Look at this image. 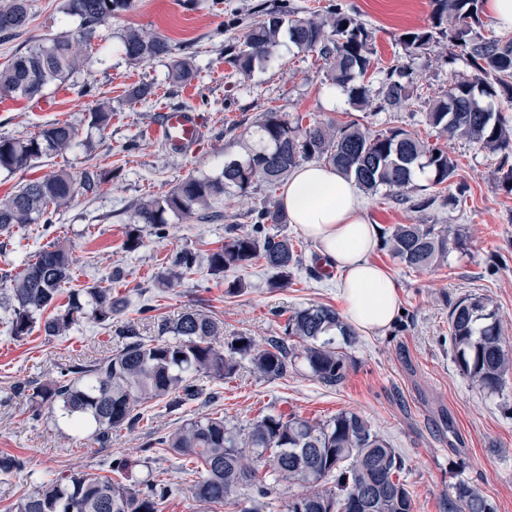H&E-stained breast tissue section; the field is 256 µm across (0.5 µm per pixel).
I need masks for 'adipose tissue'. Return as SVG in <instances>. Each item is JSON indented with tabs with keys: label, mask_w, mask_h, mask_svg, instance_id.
Returning <instances> with one entry per match:
<instances>
[{
	"label": "adipose tissue",
	"mask_w": 512,
	"mask_h": 512,
	"mask_svg": "<svg viewBox=\"0 0 512 512\" xmlns=\"http://www.w3.org/2000/svg\"><path fill=\"white\" fill-rule=\"evenodd\" d=\"M280 204L339 273L347 323L367 334L389 328L400 312V287L369 259L379 227L368 222L353 184L330 166L308 163L291 172Z\"/></svg>",
	"instance_id": "1"
}]
</instances>
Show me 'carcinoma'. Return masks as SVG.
Returning <instances> with one entry per match:
<instances>
[{"label":"carcinoma","mask_w":512,"mask_h":512,"mask_svg":"<svg viewBox=\"0 0 512 512\" xmlns=\"http://www.w3.org/2000/svg\"><path fill=\"white\" fill-rule=\"evenodd\" d=\"M431 24L412 31L403 40L407 55L429 50L444 39L459 50L474 74L455 82L444 96L432 100L426 122L449 137L465 138L490 152L512 146V127L491 101L512 100V38L485 37L484 0H430ZM133 7V0H64L65 14L79 19L78 34L57 32L23 52H16L0 69V93L16 99H33L53 84H64L87 62L77 46L90 44L97 28L113 15ZM29 20L28 0L0 4V34L10 37ZM372 32L341 4L327 14L297 18L289 10H271L250 26L243 43L233 47L236 70L248 76L264 68L284 46L316 52L329 64V80L363 110L371 104L372 90L363 78L373 67ZM122 53L133 64L147 63L172 54L169 43L156 35L129 29L121 37ZM196 69L187 58L172 60L171 79L187 84ZM417 91L409 67L388 68L377 95L391 107L414 98ZM112 110L98 105L89 126H109ZM270 110L245 135L252 139L241 160L224 163L216 176L191 174L169 193L135 205L137 222L161 226L173 215L183 220L208 222L220 217L217 207L224 195H249L264 186L273 192L293 169L305 162L328 165L367 194L384 189L388 196L425 211L437 200L414 183L416 171L429 172L431 185L448 182L456 164L448 151L430 146L404 127L371 133L352 121L343 126L314 122ZM76 137L68 123L46 125L29 137H0V171L26 169L32 163L65 151ZM98 175L77 179L60 170L31 179L11 195L0 198V232L16 226L51 224L53 216L68 206L76 185L94 189ZM250 229L231 237L211 253L207 271L220 276L264 260L273 270L271 287L288 286L301 264L293 239L268 232V224H285L287 218L276 202L268 201L244 213ZM382 243L409 269H423L448 259L450 242L462 241L459 229L433 224H396L381 231ZM69 248L57 242L35 253L23 271L0 289V308L9 312V334L29 335L38 319H44L45 335L66 336L83 320L105 329L124 310V302L112 289L99 285L72 290L67 303L57 304L72 277ZM197 272L196 255L178 253L171 263L166 286ZM448 328L453 360L459 371L480 391L497 393L512 374V342L503 334L496 313L476 295L450 305ZM129 342L102 358L77 363L44 383L30 382L17 389L33 404H59L62 415L77 431L91 430L101 444L112 441V430L133 426L144 418L146 404H165L170 411L198 399L202 389L196 377L204 374L222 381L235 371V355L249 357L256 373L279 378L295 360H302L323 384H342L348 372L346 348L355 343L353 329L336 310L310 306L287 319L286 335L259 347L250 336L224 340V329L211 314L189 309L158 324V338L144 340L132 325L123 328ZM151 444L196 465L192 485L196 501L222 506L234 499L239 488L258 486L259 496L241 512H263L265 497L286 484L299 492L288 499L287 512H412L413 499L401 481L405 462L400 453L355 411L314 422L295 415L265 414L250 426L247 447L240 446L237 430L224 418H192L180 427L151 440ZM142 460L117 457L103 464L105 474L69 470L32 479L29 489L9 507V512H158L159 502L175 495L172 486L156 480L152 468L144 478L129 482ZM26 469L20 457L0 456V475L10 477ZM117 478H112V475ZM372 497L363 507L364 496ZM448 512H492L487 499L467 481L459 482L448 499Z\"/></svg>","instance_id":"1"}]
</instances>
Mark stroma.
Segmentation results:
<instances>
[{
    "label": "stroma",
    "mask_w": 512,
    "mask_h": 512,
    "mask_svg": "<svg viewBox=\"0 0 512 512\" xmlns=\"http://www.w3.org/2000/svg\"><path fill=\"white\" fill-rule=\"evenodd\" d=\"M338 1L373 35L371 88H378L381 69L399 62L412 68L419 98L397 110L376 104L356 110L329 84L316 54L294 49H280L270 66L250 76L235 73L228 48L243 42L249 25L261 20L264 10L285 4L297 16L307 17ZM62 3L29 0L24 32L0 40V66L47 33L77 31L78 19L63 13ZM430 12V0H135L131 10L98 28L86 49L90 63L66 84L32 100L0 103V137H28L57 121L76 130L75 144L65 152L25 170L1 172L0 196L61 169L76 175L87 169L102 174L94 191L77 190L52 223L0 233V288L8 287L42 247L65 241L74 260L71 288L97 282L111 288L128 301L122 324L135 326L144 338H156L161 320L202 308L223 323L225 338L246 335L263 346L283 336L285 313L311 305L342 310L337 278H319L313 272L317 244L289 223L277 230L300 245L302 264L288 287H270V274L259 263L221 278L202 267L179 284L162 286L172 255L190 249L206 258L236 235L243 225L241 213L259 204L265 191L225 196L221 218L205 224L171 223L157 229L132 220V203L168 193L187 175L220 172L225 160L241 155L243 131L271 109L339 125L356 119L373 132L403 126L425 142L447 148L457 164L456 175L434 192L458 196L457 206L417 212L380 192L364 196L365 214L384 229L396 224H455L463 235L462 245L450 247L447 262L428 269H408L382 247L372 252L371 261L400 283L403 313L384 334H358L348 349L349 374L340 386H325L301 362L286 375L267 379L241 358L229 378H199L203 395L178 411L149 403L143 420L114 429L104 448L90 432L73 431L60 408H32L14 390L121 349L125 340L119 330L102 329L87 319L67 337L46 336L38 326L27 338L16 340L8 335V315L0 309V454L18 455L27 463L25 472L0 478V512L28 489L29 473H95L110 456L143 458L150 439L191 418L216 414L244 435L267 413L325 421L343 410L358 412L399 451L413 512H447L448 498L462 479L480 490L493 512H512V376L497 394L474 388L453 361L448 331L449 301L472 294L496 309L506 336L512 338V194L501 186L500 168L504 161L512 165V156L479 149L427 125L429 100L472 73L464 58L446 63L449 48L444 40L428 54L406 56L401 37L426 27ZM130 28L167 37L174 56L194 57L197 77L190 84L175 85L168 78L167 60L128 63L117 47ZM145 84L150 95L133 98V91ZM87 86L92 89L88 95L83 92ZM102 102L111 107L112 121L98 131L90 128L89 113ZM165 106L196 112L204 132L192 154L170 153L155 137L153 129ZM135 228L143 244L129 252L125 240ZM233 280L242 281L244 289L230 295L226 289ZM152 470L180 490L160 512H197L186 462L166 453Z\"/></svg>",
    "instance_id": "stroma-1"
}]
</instances>
